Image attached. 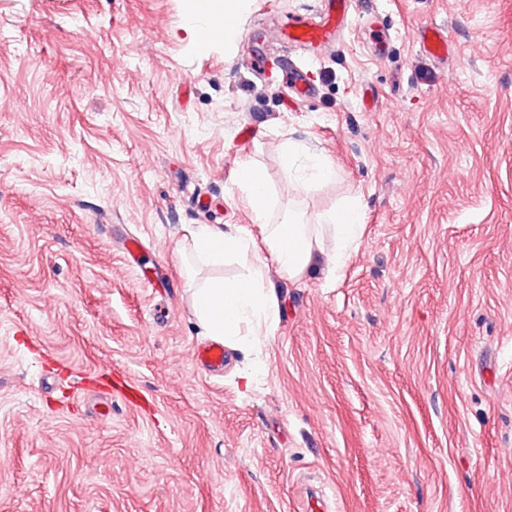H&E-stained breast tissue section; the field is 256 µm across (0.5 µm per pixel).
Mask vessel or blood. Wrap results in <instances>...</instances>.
Here are the masks:
<instances>
[{
  "label": "vessel or blood",
  "mask_w": 512,
  "mask_h": 512,
  "mask_svg": "<svg viewBox=\"0 0 512 512\" xmlns=\"http://www.w3.org/2000/svg\"><path fill=\"white\" fill-rule=\"evenodd\" d=\"M354 6L355 0H321L317 18L296 14L281 19L278 38L281 43L289 46L303 47L314 52L324 50L335 43L339 33L347 28ZM418 40L429 56L439 59L447 57L448 36L444 29L434 25L426 26L420 31ZM282 74L292 96L306 98L313 94L314 87L299 66L283 68ZM192 356L195 366L206 375H223L227 353L222 342L213 341L195 346Z\"/></svg>",
  "instance_id": "1"
}]
</instances>
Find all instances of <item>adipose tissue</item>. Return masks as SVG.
<instances>
[{
	"label": "adipose tissue",
	"mask_w": 512,
	"mask_h": 512,
	"mask_svg": "<svg viewBox=\"0 0 512 512\" xmlns=\"http://www.w3.org/2000/svg\"><path fill=\"white\" fill-rule=\"evenodd\" d=\"M244 3L245 0H190L187 30L194 46L208 49L210 43L203 36L204 27L227 16L238 17ZM284 154L287 166L294 172L293 185L335 181L333 162L312 153L304 144L288 142ZM237 182L246 195L263 242L282 274L300 277L317 254L323 253L325 237L335 240L333 258L339 263L357 247L362 228L357 199H347L340 207L322 214L314 224L305 223L302 216L293 213L274 224L270 221L272 197L264 167L256 162L243 164ZM191 248L200 259L219 262L235 258L246 268L243 275L211 280L195 288L196 316L207 334L241 350L268 339L278 313V297L265 282L264 264L256 258L253 237L207 227L192 232Z\"/></svg>",
	"instance_id": "obj_1"
}]
</instances>
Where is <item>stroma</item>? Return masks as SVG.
Returning a JSON list of instances; mask_svg holds the SVG:
<instances>
[{
    "mask_svg": "<svg viewBox=\"0 0 512 512\" xmlns=\"http://www.w3.org/2000/svg\"><path fill=\"white\" fill-rule=\"evenodd\" d=\"M309 3L248 0L201 51L187 0H0V512H301L310 491L328 512H512V0H359L294 100L246 59L300 57L275 29ZM430 24L447 59L420 50ZM290 139L335 182L287 191ZM251 161L272 220L355 195L363 233L342 266L270 270L269 340L213 379L192 290L243 268L199 262L188 232L259 236ZM117 374L150 405L98 417Z\"/></svg>",
    "mask_w": 512,
    "mask_h": 512,
    "instance_id": "stroma-1",
    "label": "stroma"
}]
</instances>
